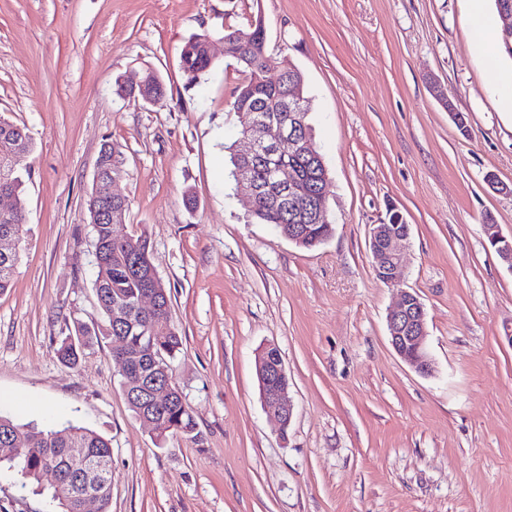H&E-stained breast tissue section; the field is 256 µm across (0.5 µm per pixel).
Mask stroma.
Segmentation results:
<instances>
[{"mask_svg": "<svg viewBox=\"0 0 512 512\" xmlns=\"http://www.w3.org/2000/svg\"><path fill=\"white\" fill-rule=\"evenodd\" d=\"M469 13L470 0H0V115L34 142L21 260L0 293V411L61 413L109 439L110 512H512V270L484 228L512 238V112L493 88L512 61L488 70ZM258 18L303 75L328 170L334 232L313 249L249 222L234 191L244 76L222 35ZM204 31L213 66L191 84L180 55ZM148 69L162 100L115 95L117 76ZM106 142L126 158L118 232L146 235L170 292L190 436L161 442L136 419L109 343L74 366L56 355L76 323L102 320L88 200ZM394 210L410 226L404 286L425 308L427 375L390 344L399 295L367 246ZM269 344L288 373L284 431L256 377ZM45 510L0 477V512Z\"/></svg>", "mask_w": 512, "mask_h": 512, "instance_id": "1", "label": "stroma"}]
</instances>
